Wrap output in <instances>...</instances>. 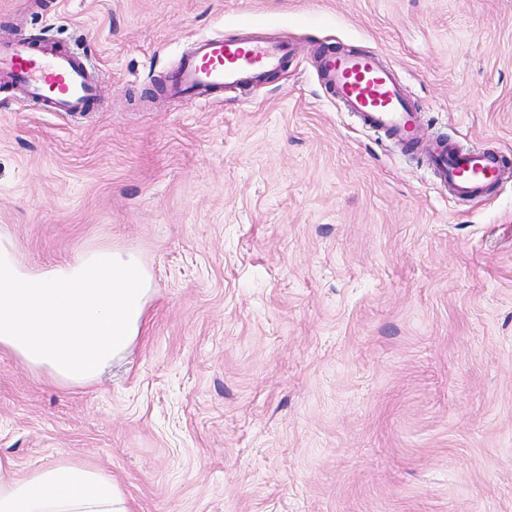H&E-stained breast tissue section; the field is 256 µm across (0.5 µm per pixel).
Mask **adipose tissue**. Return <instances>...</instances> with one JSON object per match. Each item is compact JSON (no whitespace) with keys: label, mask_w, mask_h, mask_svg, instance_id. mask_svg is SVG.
Wrapping results in <instances>:
<instances>
[{"label":"adipose tissue","mask_w":512,"mask_h":512,"mask_svg":"<svg viewBox=\"0 0 512 512\" xmlns=\"http://www.w3.org/2000/svg\"><path fill=\"white\" fill-rule=\"evenodd\" d=\"M0 512H130L123 489L101 468L69 458L17 474L0 456Z\"/></svg>","instance_id":"obj_1"}]
</instances>
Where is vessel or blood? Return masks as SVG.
I'll return each mask as SVG.
<instances>
[{
  "instance_id": "obj_1",
  "label": "vessel or blood",
  "mask_w": 512,
  "mask_h": 512,
  "mask_svg": "<svg viewBox=\"0 0 512 512\" xmlns=\"http://www.w3.org/2000/svg\"><path fill=\"white\" fill-rule=\"evenodd\" d=\"M292 54L291 44L283 38H203L181 62L170 89L174 95L183 96L199 90L254 85L281 69ZM0 76L21 86L28 98L51 112L84 113L97 96L90 70L59 48L0 43ZM320 78L364 128L400 144L415 141L418 113L403 83L378 55L327 53L320 59ZM425 154L439 183L460 200L486 198L502 179L501 156L481 149L438 140L428 145Z\"/></svg>"
}]
</instances>
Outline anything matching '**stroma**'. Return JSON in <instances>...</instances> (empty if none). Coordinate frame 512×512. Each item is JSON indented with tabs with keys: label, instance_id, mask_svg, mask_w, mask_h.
Masks as SVG:
<instances>
[{
	"label": "stroma",
	"instance_id": "1",
	"mask_svg": "<svg viewBox=\"0 0 512 512\" xmlns=\"http://www.w3.org/2000/svg\"><path fill=\"white\" fill-rule=\"evenodd\" d=\"M287 38L250 89L168 93L195 42ZM98 79L91 112L0 83V254L148 274L143 325L65 385L0 349V455L75 458L131 512H512V165L451 199L318 76L373 52L418 135L512 156V0H0Z\"/></svg>",
	"mask_w": 512,
	"mask_h": 512
}]
</instances>
